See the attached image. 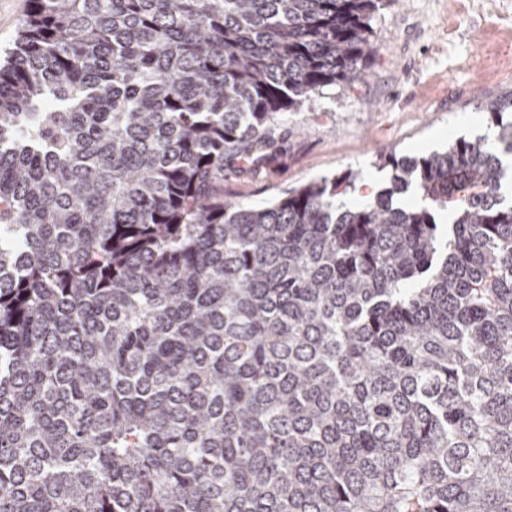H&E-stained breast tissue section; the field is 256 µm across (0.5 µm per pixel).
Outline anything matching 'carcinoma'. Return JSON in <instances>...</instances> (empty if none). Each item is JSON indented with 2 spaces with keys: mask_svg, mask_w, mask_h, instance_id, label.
Segmentation results:
<instances>
[{
  "mask_svg": "<svg viewBox=\"0 0 512 512\" xmlns=\"http://www.w3.org/2000/svg\"><path fill=\"white\" fill-rule=\"evenodd\" d=\"M379 2L29 0L0 512H512V98L478 106L495 148L390 152L351 209L352 172L224 201L283 115L368 76Z\"/></svg>",
  "mask_w": 512,
  "mask_h": 512,
  "instance_id": "cac0c4a2",
  "label": "carcinoma"
}]
</instances>
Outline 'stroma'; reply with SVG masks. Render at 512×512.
<instances>
[{"label":"stroma","instance_id":"35a3bbf8","mask_svg":"<svg viewBox=\"0 0 512 512\" xmlns=\"http://www.w3.org/2000/svg\"><path fill=\"white\" fill-rule=\"evenodd\" d=\"M371 26L370 77L284 115L275 159L253 175L225 173V201L263 207L348 171L377 191L391 175L380 151L426 156L490 134L476 104L512 93V0H394Z\"/></svg>","mask_w":512,"mask_h":512}]
</instances>
